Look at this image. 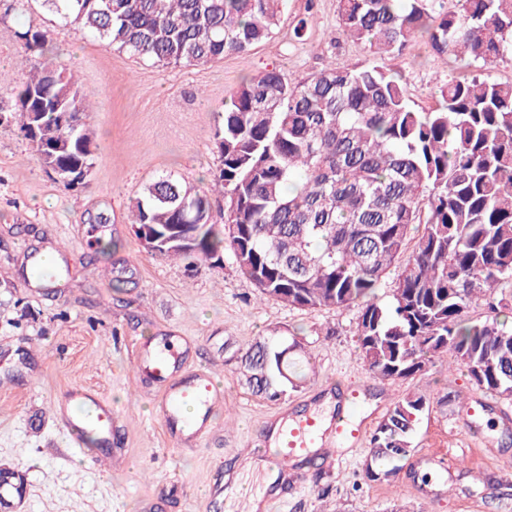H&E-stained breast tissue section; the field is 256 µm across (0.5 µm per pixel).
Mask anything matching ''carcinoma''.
<instances>
[{
  "label": "carcinoma",
  "instance_id": "1",
  "mask_svg": "<svg viewBox=\"0 0 512 512\" xmlns=\"http://www.w3.org/2000/svg\"><path fill=\"white\" fill-rule=\"evenodd\" d=\"M286 0H41L42 7L105 47L157 64L201 65L249 52L275 33ZM337 0L343 34L368 48L360 68L324 65L300 81L275 69L243 80L214 131L224 196L168 175L134 202L131 223L191 224L198 253L172 244L155 254L223 260L231 254L259 296L308 310L359 305L357 345L367 370L399 383L435 360L512 400V82L472 72L418 111L384 60L426 34L442 56L487 70L512 56V0ZM43 54L46 32L18 33ZM30 140L52 180L93 167L89 105L74 75L43 61L24 73L3 111ZM415 240L413 249L408 242ZM406 258L391 300L375 296ZM485 319L468 318L477 304ZM286 349L252 343L238 358L252 392L277 401L288 385ZM430 400L398 396L370 438L365 477L388 480L414 451Z\"/></svg>",
  "mask_w": 512,
  "mask_h": 512
}]
</instances>
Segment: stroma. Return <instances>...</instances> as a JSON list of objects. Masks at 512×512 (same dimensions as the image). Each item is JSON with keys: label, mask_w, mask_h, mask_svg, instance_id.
<instances>
[{"label": "stroma", "mask_w": 512, "mask_h": 512, "mask_svg": "<svg viewBox=\"0 0 512 512\" xmlns=\"http://www.w3.org/2000/svg\"><path fill=\"white\" fill-rule=\"evenodd\" d=\"M303 37H295L299 20ZM47 31L50 54L73 70L92 107L94 167L84 185L53 183L16 124L0 125V467L31 481L26 512H249L248 493L269 473L262 458L266 419L308 412L330 379L343 381L369 411L398 393L431 400L415 449L394 478L363 474L368 446L337 447L343 464L329 471L318 454L295 465L284 512H512V424L504 400L472 386L462 372L437 366L402 387L375 378L356 343L357 307L302 310L259 298L231 256L221 263L155 257L134 234L130 207L159 175L202 188L217 167V116L243 78L267 68L299 81L335 61L367 63L369 54L341 32L337 0H288L272 37L248 53L201 66L158 65L106 48L30 0H0V105L11 107L27 56L17 32ZM416 108L436 109L455 62L423 40L387 59ZM105 213L108 224L90 216ZM266 336L299 341L290 355L297 390L271 402L254 395L232 360ZM175 347L187 370L210 369L224 390L217 427L197 447L166 435L154 416L158 387L140 379L131 342ZM72 385L98 390L112 405L120 462L98 472L89 457L66 453L53 419L55 396ZM459 400L438 405L447 392ZM480 400L469 419L462 403ZM445 452L454 462L440 478L427 465ZM253 460L247 495L214 497L224 475Z\"/></svg>", "instance_id": "obj_1"}]
</instances>
